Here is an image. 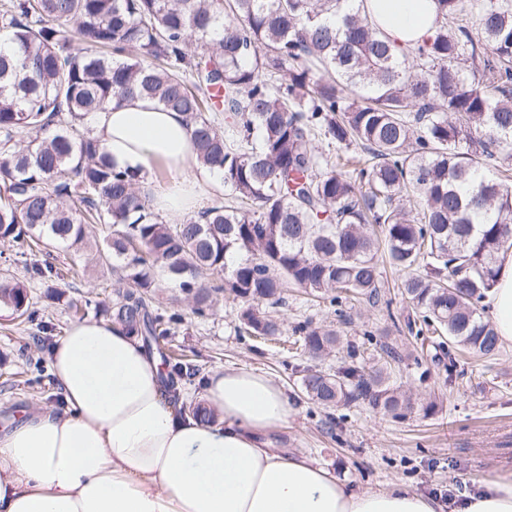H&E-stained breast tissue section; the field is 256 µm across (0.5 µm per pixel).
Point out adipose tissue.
Masks as SVG:
<instances>
[{
	"mask_svg": "<svg viewBox=\"0 0 512 512\" xmlns=\"http://www.w3.org/2000/svg\"><path fill=\"white\" fill-rule=\"evenodd\" d=\"M395 51L435 35L434 0H350ZM110 162L149 181L164 162L178 182L158 200L166 213L198 208L202 165L184 117L144 97L113 103L88 119ZM487 315L512 345V250L500 253ZM63 408L16 413L0 428V512H512V473L444 504L403 485L362 489L303 453L277 449L294 413L266 374L224 367L201 398L216 418L176 413L164 399L156 357L120 326L70 325L51 352Z\"/></svg>",
	"mask_w": 512,
	"mask_h": 512,
	"instance_id": "adipose-tissue-1",
	"label": "adipose tissue"
}]
</instances>
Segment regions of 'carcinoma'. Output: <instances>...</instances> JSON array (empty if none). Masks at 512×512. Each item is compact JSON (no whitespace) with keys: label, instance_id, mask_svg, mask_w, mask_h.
Listing matches in <instances>:
<instances>
[{"label":"carcinoma","instance_id":"carcinoma-1","mask_svg":"<svg viewBox=\"0 0 512 512\" xmlns=\"http://www.w3.org/2000/svg\"><path fill=\"white\" fill-rule=\"evenodd\" d=\"M345 0H3L0 35V239L33 256L87 246L117 275L110 320L158 354L179 400L200 369L171 354L182 314L160 300L176 284L198 316L241 303L249 336L282 334L271 314L302 288L333 305L381 298L386 261L423 327L483 356L500 350L479 303L512 249V0H436L439 29L397 54ZM79 47H74L73 41ZM139 92L184 114L199 159L223 170L224 202L171 224L153 188L108 161L88 116ZM224 113V125L210 117ZM324 143L334 151H324ZM33 264L47 283L85 271ZM35 320L26 287L0 279V309ZM310 360L334 329L293 328ZM304 369L302 390L329 411L363 405L404 419L436 414L382 366ZM180 411L213 419L201 401Z\"/></svg>","mask_w":512,"mask_h":512}]
</instances>
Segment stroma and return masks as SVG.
<instances>
[{"label": "stroma", "mask_w": 512, "mask_h": 512, "mask_svg": "<svg viewBox=\"0 0 512 512\" xmlns=\"http://www.w3.org/2000/svg\"><path fill=\"white\" fill-rule=\"evenodd\" d=\"M69 261L65 247L53 248L38 260L17 256L9 242L0 240V267L24 283L35 322L0 311V420L21 408L61 405L62 396L53 373L37 387L26 384L29 356L49 358L52 345L73 319L72 300L111 302L106 280L89 277L65 288L63 299L30 270L39 262L61 268ZM382 293L385 305L345 300L332 307L315 305L305 292L288 290L281 308L286 340H293L297 322L333 324L344 342L354 345L366 366L390 359L394 377L415 399L444 400L442 411L426 418L414 413L401 420L374 415L362 406L326 412L301 392V377L308 361L302 351L282 343L254 341L238 329L239 304L221 299L205 317L181 305L184 319L175 342L201 374L221 367L255 369L269 375L286 390L295 413L281 433L288 451L302 450L340 479L380 490L401 484L424 494L455 498L464 491L480 490L495 474L512 471V347L486 359L461 356L450 349L453 366L420 351L406 329L412 308L400 293V277L387 271ZM42 334L43 345L32 343Z\"/></svg>", "instance_id": "1"}]
</instances>
